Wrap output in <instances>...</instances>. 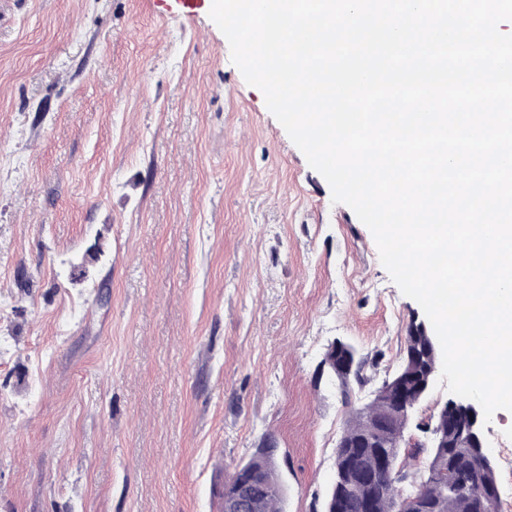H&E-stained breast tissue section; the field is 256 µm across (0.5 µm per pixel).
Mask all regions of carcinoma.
Instances as JSON below:
<instances>
[{
    "label": "carcinoma",
    "instance_id": "obj_1",
    "mask_svg": "<svg viewBox=\"0 0 512 512\" xmlns=\"http://www.w3.org/2000/svg\"><path fill=\"white\" fill-rule=\"evenodd\" d=\"M438 358L437 337L408 333L405 371L382 382L386 390L364 412L351 411L343 431L345 448H336L333 483L326 498L341 502L342 512H501L496 462H487L483 448H458L460 418L441 409L429 424L448 434V447L428 448L423 466L380 468L379 459L390 454L400 459L398 439L408 417L427 396L420 388ZM368 359L361 357L351 372L340 376L339 387L349 399L351 386L366 382ZM253 481L248 512H282V482L275 449L257 448L249 459L224 478L221 487L231 492Z\"/></svg>",
    "mask_w": 512,
    "mask_h": 512
}]
</instances>
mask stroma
Listing matches in <instances>:
<instances>
[{
  "label": "stroma",
  "instance_id": "obj_1",
  "mask_svg": "<svg viewBox=\"0 0 512 512\" xmlns=\"http://www.w3.org/2000/svg\"><path fill=\"white\" fill-rule=\"evenodd\" d=\"M425 319L208 9L0 0V512H221L267 438L320 512ZM337 340L372 362L346 401Z\"/></svg>",
  "mask_w": 512,
  "mask_h": 512
}]
</instances>
